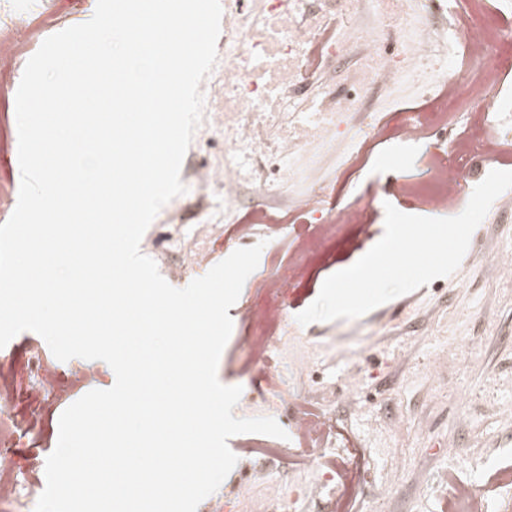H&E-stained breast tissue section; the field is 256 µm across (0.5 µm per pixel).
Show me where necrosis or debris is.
<instances>
[{"mask_svg":"<svg viewBox=\"0 0 512 512\" xmlns=\"http://www.w3.org/2000/svg\"><path fill=\"white\" fill-rule=\"evenodd\" d=\"M375 2L374 22L364 28L360 0H224V69L206 84V98L224 125V165L191 171L201 196H222L225 214H243L248 224L311 215L331 236L337 225L354 223V211L333 202L335 182H318L313 171L331 137L349 134V119L359 114L362 96L380 83L414 86L422 109L410 118L396 113L385 122L370 119L367 135L351 142V160L390 136L407 143L433 137L448 127L452 102L477 110L478 134L489 156H499L503 145L512 142V121L496 112L491 93L498 71L512 67V21L478 24L472 15L454 11L450 0H441L433 26L425 14L412 10L410 0ZM51 7V0L0 5V52L11 53L27 35L29 19ZM433 27L442 32L441 43L425 38ZM395 31L400 40L392 50L387 42ZM454 47L463 53L462 77L449 83L440 72ZM433 169L429 183L402 186V193L423 195L436 209L461 207L470 168L450 169L437 162ZM280 179L298 185L285 212L243 210V191L270 196ZM281 293L278 275H271L263 287L264 308L256 314L268 332L251 341L261 362L259 375L274 399L281 395L274 334L288 319L279 305ZM21 370L29 377L27 388L11 385L0 398V512H34L40 496L29 472L16 469L14 450L31 435L32 414L52 399L53 389L40 351H32ZM293 433L308 460L338 446L330 415L299 413Z\"/></svg>","mask_w":512,"mask_h":512,"instance_id":"obj_1","label":"necrosis or debris"}]
</instances>
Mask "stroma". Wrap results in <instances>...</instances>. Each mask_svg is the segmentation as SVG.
<instances>
[{"instance_id":"obj_1","label":"stroma","mask_w":512,"mask_h":512,"mask_svg":"<svg viewBox=\"0 0 512 512\" xmlns=\"http://www.w3.org/2000/svg\"><path fill=\"white\" fill-rule=\"evenodd\" d=\"M96 0H53L52 14L37 19L23 42L22 56L0 59V199L17 197L21 173L15 95L27 58L49 36L88 21ZM212 113L196 128L182 162V172L224 163V136L212 132ZM458 126L413 146L389 140L352 173L340 205L359 210L357 224L340 226L334 239H324L318 225L284 224L272 230L252 225L240 232L225 223L224 205L213 200L214 218H205L196 187L166 204L143 235L154 242L150 256L173 287H186L201 270L181 272L182 251L203 242L210 264L234 250L263 244L257 269L246 280L228 311L233 321L223 350L218 378L238 385L242 395L235 416L274 418L290 429L299 403L334 416L336 430L352 441L356 468L334 469L329 457L302 465L295 439L246 433L228 444L238 461L219 489L202 508L236 499L237 512H265V502L278 480L310 486L334 472L339 497L324 512H354L370 483L395 460L401 473L392 490L380 500L377 512H444L432 491L443 480L483 481L489 504H496V476L512 472V268L493 262L494 254L512 251V189L502 193L472 234L459 268L410 293L388 301L357 319L318 321L300 325L296 316L318 297L324 280L367 253L382 237L385 207L429 216L419 200L395 193L406 173L413 185L427 183L423 170L431 157L456 168L464 156L449 146ZM318 251V263L299 268L291 254ZM289 278L280 298L289 321L278 329L282 360L280 380L288 404L269 406L251 382V337L262 328L246 311L258 302L260 286L271 275ZM480 340L473 353L464 348ZM59 395L49 412L34 420L33 437L24 439L15 461L18 467L44 473L47 452L59 434L62 412L88 389L100 388L107 376L100 361L73 358L53 361ZM400 429H392V422Z\"/></svg>"}]
</instances>
